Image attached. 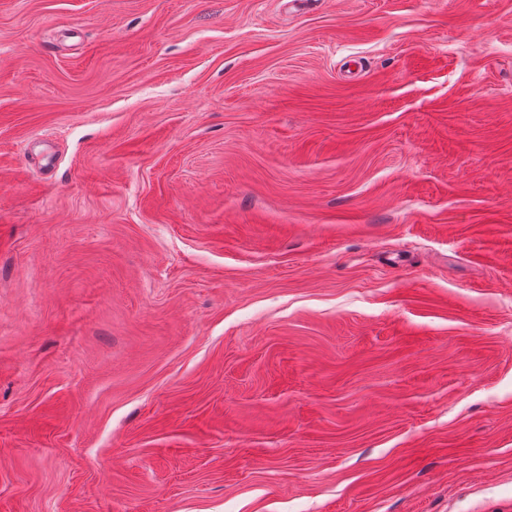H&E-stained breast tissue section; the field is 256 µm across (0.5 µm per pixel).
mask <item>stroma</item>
I'll use <instances>...</instances> for the list:
<instances>
[{
	"mask_svg": "<svg viewBox=\"0 0 512 512\" xmlns=\"http://www.w3.org/2000/svg\"><path fill=\"white\" fill-rule=\"evenodd\" d=\"M0 512H512V0H0Z\"/></svg>",
	"mask_w": 512,
	"mask_h": 512,
	"instance_id": "35a3bbf8",
	"label": "stroma"
}]
</instances>
